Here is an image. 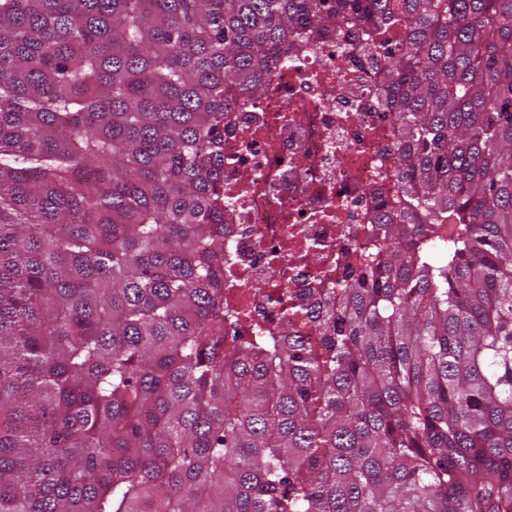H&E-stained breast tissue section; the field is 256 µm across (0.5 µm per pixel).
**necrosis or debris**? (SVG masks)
<instances>
[{
    "mask_svg": "<svg viewBox=\"0 0 512 512\" xmlns=\"http://www.w3.org/2000/svg\"><path fill=\"white\" fill-rule=\"evenodd\" d=\"M335 38L286 52L273 82L224 121L225 301L273 329L268 293L289 306L344 279L343 252L368 244L378 184L393 185L395 125L377 111L376 64L352 66ZM262 292H254V285Z\"/></svg>",
    "mask_w": 512,
    "mask_h": 512,
    "instance_id": "4bbe7bcc",
    "label": "necrosis or debris"
}]
</instances>
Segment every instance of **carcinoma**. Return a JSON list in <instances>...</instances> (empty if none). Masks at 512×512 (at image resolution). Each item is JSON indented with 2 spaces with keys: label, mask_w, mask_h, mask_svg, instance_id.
I'll use <instances>...</instances> for the list:
<instances>
[{
  "label": "carcinoma",
  "mask_w": 512,
  "mask_h": 512,
  "mask_svg": "<svg viewBox=\"0 0 512 512\" xmlns=\"http://www.w3.org/2000/svg\"><path fill=\"white\" fill-rule=\"evenodd\" d=\"M333 35L398 200L226 344L224 119ZM0 512H512V0H0Z\"/></svg>",
  "instance_id": "1"
}]
</instances>
